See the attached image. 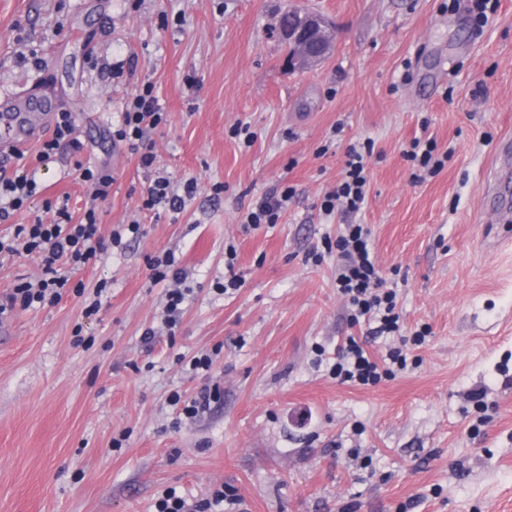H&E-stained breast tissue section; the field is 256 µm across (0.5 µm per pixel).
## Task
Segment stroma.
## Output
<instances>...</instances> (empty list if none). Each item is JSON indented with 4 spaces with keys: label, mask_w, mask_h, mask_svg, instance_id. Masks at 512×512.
<instances>
[{
    "label": "stroma",
    "mask_w": 512,
    "mask_h": 512,
    "mask_svg": "<svg viewBox=\"0 0 512 512\" xmlns=\"http://www.w3.org/2000/svg\"><path fill=\"white\" fill-rule=\"evenodd\" d=\"M489 4L481 27L449 0H0V94L47 87L83 144L39 166L41 196L0 232L63 194L81 219L80 162L114 172L102 233L145 231L73 274L89 292L107 281L99 311L69 291L0 335V512H155L168 488L195 503L223 486L236 512H512V154L498 152L512 139V0ZM292 5L332 24L308 70L289 66L278 29ZM146 81L167 112L150 136L158 168L198 184L178 213L141 210L146 176L109 136ZM240 122L251 146L230 133ZM421 135L448 162L418 182L403 152ZM365 140L355 221L407 332L430 329L373 387L330 367L346 337L377 356L392 338L351 325L335 259H307L344 221L320 201ZM287 185L279 223L244 231V209ZM231 244L244 285L220 295ZM168 249L193 288L171 331L146 264ZM200 351L213 364L190 373ZM205 387L219 397L201 416L170 402Z\"/></svg>",
    "instance_id": "obj_1"
}]
</instances>
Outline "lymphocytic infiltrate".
<instances>
[{
	"mask_svg": "<svg viewBox=\"0 0 512 512\" xmlns=\"http://www.w3.org/2000/svg\"><path fill=\"white\" fill-rule=\"evenodd\" d=\"M165 122L166 114L154 85L143 84L125 100L120 122L112 131V140L128 145L138 156L139 168L147 175L143 209L178 213L196 194L197 184L189 179L178 190L168 177L157 171V157L148 136ZM79 148L72 113L58 112L53 118L52 133L42 141L36 159L44 163L62 150ZM372 153L373 144L369 141L348 147L340 180L320 202L322 212L340 213L350 218L364 209L369 183L368 159ZM78 171L80 181L91 189L80 222H73L69 199L62 196L46 205L53 214L51 222L38 219L30 224H17L11 234L0 236V264L26 254L36 256L42 270L37 278L18 280L0 300V320L8 319L18 307L31 309L55 304L70 288L76 294H83L82 286L72 285V272L96 265L109 251L126 249L128 241L140 237L141 224L136 220L121 225L110 236L101 234L99 211L111 194L112 172L106 166L90 164L79 166ZM40 192L35 172L18 170L9 174L1 171L0 221L10 220ZM322 245L325 255L336 258V289L350 307L351 322L362 318L374 322L373 333L377 336L399 333L402 329L399 296L395 289L384 285L367 225L349 221L341 225L335 237H324ZM148 267L151 283L166 287L165 324L176 326L190 293L185 272L171 250L150 256ZM406 366V350L391 349L386 361L381 362L368 353L358 338L350 336L339 349L332 373L341 382L371 387Z\"/></svg>",
	"mask_w": 512,
	"mask_h": 512,
	"instance_id": "1",
	"label": "lymphocytic infiltrate"
}]
</instances>
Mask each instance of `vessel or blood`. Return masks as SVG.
I'll return each mask as SVG.
<instances>
[{
  "mask_svg": "<svg viewBox=\"0 0 512 512\" xmlns=\"http://www.w3.org/2000/svg\"><path fill=\"white\" fill-rule=\"evenodd\" d=\"M57 109L55 101L22 97L0 103V149L15 153L24 149L49 125Z\"/></svg>",
  "mask_w": 512,
  "mask_h": 512,
  "instance_id": "b4317fda",
  "label": "vessel or blood"
}]
</instances>
